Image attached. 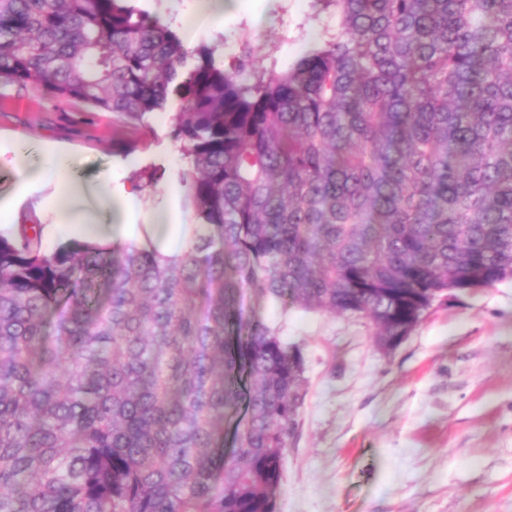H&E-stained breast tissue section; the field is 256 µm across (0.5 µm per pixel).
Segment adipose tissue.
<instances>
[{"mask_svg": "<svg viewBox=\"0 0 512 512\" xmlns=\"http://www.w3.org/2000/svg\"><path fill=\"white\" fill-rule=\"evenodd\" d=\"M242 0H193L191 9L182 17V31L185 39H193L196 31H216L223 27L227 18L239 13ZM46 160L40 170H32L23 151L15 153V173L18 189L0 196V215L15 213L23 198L48 183H56L67 196L78 199V206L59 210L54 223L44 225L43 237L52 242H66L77 239L101 246L133 245L156 251L165 257H178L185 253L189 243L200 227L185 221L181 211H174L170 220L159 224L142 223V201L123 187L113 189L111 196L100 200L97 209L81 206L80 201L88 188L69 180L62 163L56 156L55 148L45 151ZM110 212L112 221L101 224L95 218L96 210Z\"/></svg>", "mask_w": 512, "mask_h": 512, "instance_id": "adipose-tissue-1", "label": "adipose tissue"}]
</instances>
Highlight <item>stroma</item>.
<instances>
[{"label":"stroma","instance_id":"35a3bbf8","mask_svg":"<svg viewBox=\"0 0 512 512\" xmlns=\"http://www.w3.org/2000/svg\"><path fill=\"white\" fill-rule=\"evenodd\" d=\"M272 25L241 18L222 38L204 34L195 47L239 51L241 38L262 50L258 63L284 71L315 38L309 0H287ZM172 99L133 127L108 113L14 89L0 108V141L22 136L34 164L46 143L60 145L71 178L109 195L115 185L155 209L179 184L185 162L170 136ZM134 152H115V140ZM158 173L157 186L147 177ZM61 207L54 188L27 197L8 218L44 225L43 198ZM246 315L283 325L304 360L305 398L286 451L278 512H512V280L454 291L436 301L392 354L381 353L374 328L359 316L281 315L270 300L244 289Z\"/></svg>","mask_w":512,"mask_h":512}]
</instances>
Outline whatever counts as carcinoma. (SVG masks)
Returning <instances> with one entry per match:
<instances>
[{"label": "carcinoma", "mask_w": 512, "mask_h": 512, "mask_svg": "<svg viewBox=\"0 0 512 512\" xmlns=\"http://www.w3.org/2000/svg\"><path fill=\"white\" fill-rule=\"evenodd\" d=\"M310 2L277 72L132 0H0V99L131 123L183 101L203 228L178 259L0 236V512H277L304 364L241 289L386 349L448 289L512 279V0Z\"/></svg>", "instance_id": "cac0c4a2"}]
</instances>
